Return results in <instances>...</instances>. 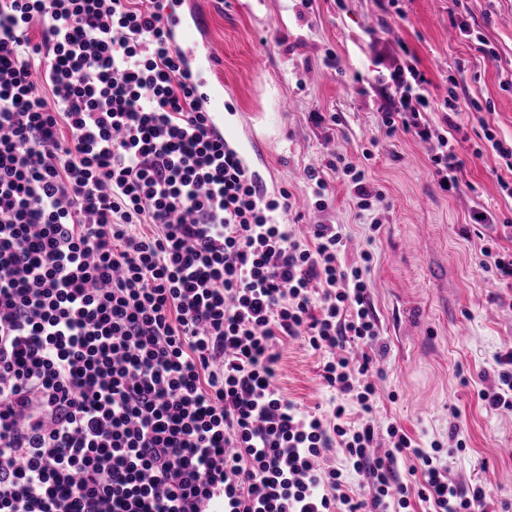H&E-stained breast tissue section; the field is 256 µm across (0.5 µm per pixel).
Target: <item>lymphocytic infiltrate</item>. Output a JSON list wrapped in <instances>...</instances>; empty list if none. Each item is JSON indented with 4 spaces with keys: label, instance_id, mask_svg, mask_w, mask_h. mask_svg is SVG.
Wrapping results in <instances>:
<instances>
[{
    "label": "lymphocytic infiltrate",
    "instance_id": "f902f5d3",
    "mask_svg": "<svg viewBox=\"0 0 512 512\" xmlns=\"http://www.w3.org/2000/svg\"><path fill=\"white\" fill-rule=\"evenodd\" d=\"M166 2L0 0V512H410L402 462L431 512H471L484 488L397 424L377 450L363 270L209 137ZM390 79L381 130L430 139L429 79ZM329 172L381 204L340 155L306 172L318 210ZM285 336L323 354L331 414L277 388Z\"/></svg>",
    "mask_w": 512,
    "mask_h": 512
}]
</instances>
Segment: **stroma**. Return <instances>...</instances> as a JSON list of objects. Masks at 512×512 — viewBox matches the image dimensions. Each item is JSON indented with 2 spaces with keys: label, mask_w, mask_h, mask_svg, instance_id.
I'll return each mask as SVG.
<instances>
[{
  "label": "stroma",
  "mask_w": 512,
  "mask_h": 512,
  "mask_svg": "<svg viewBox=\"0 0 512 512\" xmlns=\"http://www.w3.org/2000/svg\"><path fill=\"white\" fill-rule=\"evenodd\" d=\"M400 5L398 15L387 0H213L207 34L223 47L224 95L245 135L265 143L257 172L271 192L292 194L290 232L306 239L312 225H341L343 261L370 264V301L388 345L373 378L376 431L395 423L424 448L440 444L450 482L482 485L483 512H512V410L478 398L495 389L496 359L512 347V281L482 267L486 247L512 253V197L499 187L512 183V169L483 138L490 128L512 139V0ZM461 20L475 39L460 35ZM401 42L407 53L398 52ZM382 53L391 64L414 58L435 99L456 89L453 120L468 137L456 190L439 188L431 143L380 130L379 114L393 100ZM314 112L335 115V125H315ZM335 152L364 163L384 195L376 214H359L333 176L332 205L309 206L304 172L325 168ZM479 212L492 223H476ZM278 351L284 396L331 412L338 397L322 384L321 357L298 337L283 338Z\"/></svg>",
  "instance_id": "obj_1"
}]
</instances>
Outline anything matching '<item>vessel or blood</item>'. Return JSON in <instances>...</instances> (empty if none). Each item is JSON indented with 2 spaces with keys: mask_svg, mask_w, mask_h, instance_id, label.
Instances as JSON below:
<instances>
[{
  "mask_svg": "<svg viewBox=\"0 0 512 512\" xmlns=\"http://www.w3.org/2000/svg\"><path fill=\"white\" fill-rule=\"evenodd\" d=\"M181 6V0H168L165 9L167 27L181 54L184 69L192 76L208 125L223 139L227 150L236 153L244 163H251L253 156L260 153V144L255 139L242 141L235 115L227 107L224 79L217 66L222 48L216 42L203 38L201 12L186 13Z\"/></svg>",
  "mask_w": 512,
  "mask_h": 512,
  "instance_id": "b4317fda",
  "label": "vessel or blood"
}]
</instances>
